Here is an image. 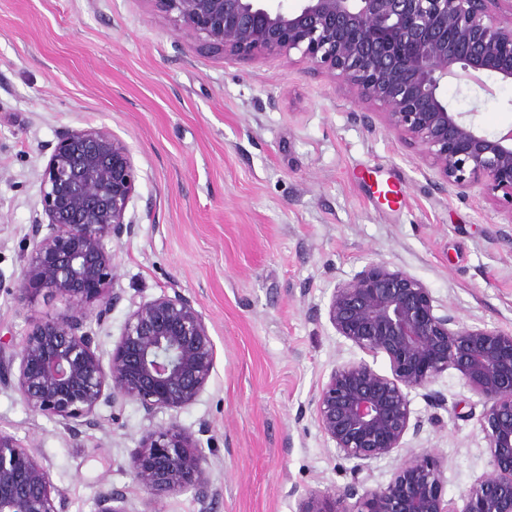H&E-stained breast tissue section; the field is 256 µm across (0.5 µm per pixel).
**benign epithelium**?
<instances>
[{"label": "benign epithelium", "instance_id": "obj_1", "mask_svg": "<svg viewBox=\"0 0 512 512\" xmlns=\"http://www.w3.org/2000/svg\"><path fill=\"white\" fill-rule=\"evenodd\" d=\"M199 49L223 60L265 62L293 50L309 70L339 84L370 131L415 149L443 184L480 186L484 199L512 204V128L488 135L444 95L448 79L512 84V0H152ZM39 175L43 217L30 224L29 253L15 298H60L66 310L33 321L4 355L0 383L28 409L79 438L112 423L128 401L145 417L195 403L214 364L204 316L176 293L131 301L120 336L105 353L96 329L125 295L107 242L134 230L126 212L135 194L128 146L106 129L67 128L47 145ZM336 333L362 352L385 354L391 375L364 359L336 365L313 401L321 432L352 462L341 489L308 487L298 512H512V332L465 326L440 313L430 289L410 273L371 261L338 282L328 305ZM17 374H12V369ZM456 370L483 403L479 423L492 472L461 502L442 495L438 460L412 454L392 480L367 486L370 463L404 447L410 392ZM126 467L149 499L192 492L213 512L223 490L209 459L172 420L130 449ZM124 491L101 488L96 512H129ZM0 512H67V499L31 447L0 431Z\"/></svg>", "mask_w": 512, "mask_h": 512}]
</instances>
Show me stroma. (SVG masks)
I'll list each match as a JSON object with an SVG mask.
<instances>
[{
  "mask_svg": "<svg viewBox=\"0 0 512 512\" xmlns=\"http://www.w3.org/2000/svg\"><path fill=\"white\" fill-rule=\"evenodd\" d=\"M452 107L487 134L512 128V85L449 81ZM364 107L309 72L299 52L265 63L197 50L151 0H0V338L62 313L18 302L29 226L42 211L44 146L65 128H105L129 147L132 234L108 248L126 299L98 334L111 350L129 297L180 293L208 327L214 367L196 403L119 419L73 438L0 386V431L33 446L66 495L95 512L102 485L129 512H199L192 493L147 501L125 466L151 424L177 421L223 488L217 512H297L293 487L338 488L349 461L320 431L312 400L336 363L362 358L328 321L336 283L382 260L422 280L467 326L512 331L507 202L435 186L417 151L356 118ZM410 394L424 418L404 447L370 465L389 483L408 452H428L457 499L492 470L481 400L455 370Z\"/></svg>",
  "mask_w": 512,
  "mask_h": 512,
  "instance_id": "obj_1",
  "label": "stroma"
}]
</instances>
